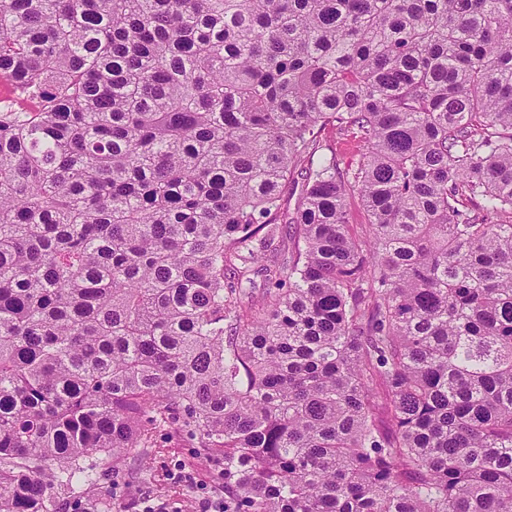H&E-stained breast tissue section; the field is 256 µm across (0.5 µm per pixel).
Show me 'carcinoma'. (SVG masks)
<instances>
[{
  "instance_id": "obj_1",
  "label": "carcinoma",
  "mask_w": 512,
  "mask_h": 512,
  "mask_svg": "<svg viewBox=\"0 0 512 512\" xmlns=\"http://www.w3.org/2000/svg\"><path fill=\"white\" fill-rule=\"evenodd\" d=\"M3 79L0 512L164 427L224 512H512V0H0ZM0 106L25 112H37L39 107L36 101L20 97L14 88L4 81L0 82ZM336 149V160L341 170L355 165L361 153V146L352 136L336 134L335 141L331 142Z\"/></svg>"
}]
</instances>
